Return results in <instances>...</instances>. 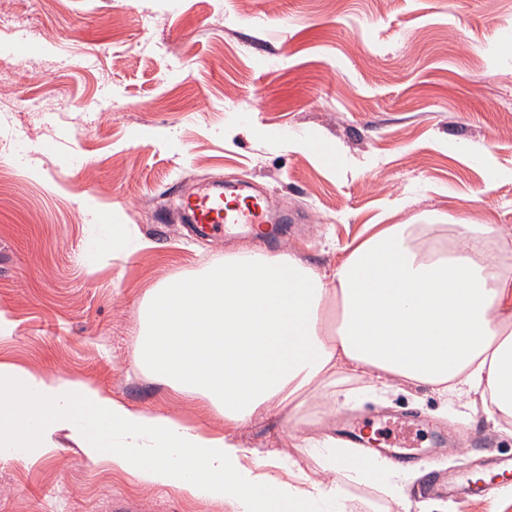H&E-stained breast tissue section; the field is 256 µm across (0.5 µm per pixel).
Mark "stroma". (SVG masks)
I'll list each match as a JSON object with an SVG mask.
<instances>
[{"instance_id":"1","label":"stroma","mask_w":512,"mask_h":512,"mask_svg":"<svg viewBox=\"0 0 512 512\" xmlns=\"http://www.w3.org/2000/svg\"><path fill=\"white\" fill-rule=\"evenodd\" d=\"M0 361L83 380L123 403L220 432L206 400L138 369L135 330L159 283L227 253L292 250L334 267L366 224H498L512 232V0H0ZM30 50L19 56L18 38ZM215 178L267 190L303 222L205 239L179 196ZM149 248L113 258L111 224ZM97 245L96 272L85 267ZM415 412L461 446L419 449L427 512H512V424L458 416L428 388L343 416ZM340 416V417H343ZM302 435L339 416L303 414ZM481 496L430 491L443 472ZM226 512L91 461L66 435L0 460V512Z\"/></svg>"}]
</instances>
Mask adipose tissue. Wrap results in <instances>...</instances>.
<instances>
[{"instance_id":"1","label":"adipose tissue","mask_w":512,"mask_h":512,"mask_svg":"<svg viewBox=\"0 0 512 512\" xmlns=\"http://www.w3.org/2000/svg\"><path fill=\"white\" fill-rule=\"evenodd\" d=\"M137 364L205 397L223 433L0 362V453L46 450L66 431L92 459L228 512H354L347 487L368 480L400 507L418 468L300 435L301 415L321 400L345 409L357 396L336 391L345 374L373 391L477 394L512 419V245L497 224H369L328 271L293 251L228 254L153 289ZM270 420L275 448L244 447L239 432Z\"/></svg>"}]
</instances>
